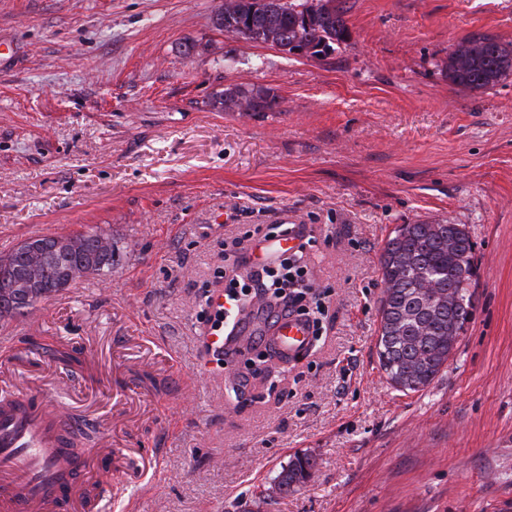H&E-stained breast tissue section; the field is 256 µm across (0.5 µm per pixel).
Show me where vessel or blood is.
Returning a JSON list of instances; mask_svg holds the SVG:
<instances>
[{
	"mask_svg": "<svg viewBox=\"0 0 512 512\" xmlns=\"http://www.w3.org/2000/svg\"><path fill=\"white\" fill-rule=\"evenodd\" d=\"M296 234L258 242L257 257L279 258L297 248ZM211 315L201 330L209 352L224 353V327L213 317L224 304V289L207 297ZM308 322L292 315L269 328L275 358L282 363L305 354L311 344ZM84 419L72 410L50 402L45 391L20 386L0 394V512H99L111 492L108 472L88 478L89 458L68 445L73 430Z\"/></svg>",
	"mask_w": 512,
	"mask_h": 512,
	"instance_id": "b4317fda",
	"label": "vessel or blood"
}]
</instances>
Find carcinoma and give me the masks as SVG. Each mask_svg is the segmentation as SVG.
Masks as SVG:
<instances>
[{"label":"carcinoma","mask_w":512,"mask_h":512,"mask_svg":"<svg viewBox=\"0 0 512 512\" xmlns=\"http://www.w3.org/2000/svg\"><path fill=\"white\" fill-rule=\"evenodd\" d=\"M218 30L241 35L256 43L286 47L293 51L311 45L324 54L349 37L342 9L332 0H227L224 24ZM448 82L465 91L478 92L512 75V44L491 37L465 39L448 55ZM218 103L224 109L252 104L258 112L278 105L275 95L262 86L236 85L224 90ZM104 235L89 229L75 236H61L56 260L46 269L45 297L59 292L56 285L87 274L109 275L114 253L100 250ZM10 266L0 269V318L21 317L36 305L15 295L13 283L25 270L27 257L14 249ZM385 283L381 303L384 332L378 341V359L390 382L406 376L402 388L419 391L431 383L448 362V319L456 320L462 335L472 311L462 313L446 305L429 303L425 285L471 299L469 286L474 274L473 243L468 233L448 238L446 224H404L381 255ZM315 461L308 454L296 455L274 480V489L288 492L307 484Z\"/></svg>","instance_id":"carcinoma-1"}]
</instances>
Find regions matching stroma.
<instances>
[{"label":"stroma","instance_id":"obj_1","mask_svg":"<svg viewBox=\"0 0 512 512\" xmlns=\"http://www.w3.org/2000/svg\"><path fill=\"white\" fill-rule=\"evenodd\" d=\"M341 2L348 40L306 57L217 30L219 0H0V256L94 227L115 259L0 318V370L104 434L105 512H512V77L444 73L462 39L512 43V0ZM239 84L277 109L215 106ZM285 222L325 308L265 379L199 327L224 271L253 269L248 230ZM423 223L465 226L477 280L407 392L377 357L379 260ZM303 453L312 480L272 492Z\"/></svg>","mask_w":512,"mask_h":512}]
</instances>
